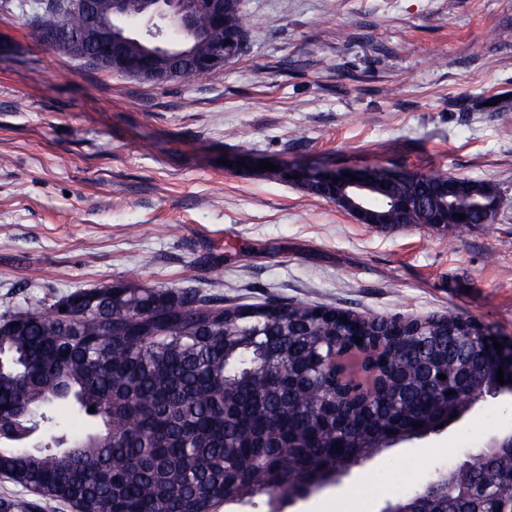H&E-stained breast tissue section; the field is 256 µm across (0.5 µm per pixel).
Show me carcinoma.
Segmentation results:
<instances>
[{"label":"carcinoma","mask_w":512,"mask_h":512,"mask_svg":"<svg viewBox=\"0 0 512 512\" xmlns=\"http://www.w3.org/2000/svg\"><path fill=\"white\" fill-rule=\"evenodd\" d=\"M52 2L35 19L40 30L62 26L80 38L113 22L107 0L64 15ZM197 26L207 32L198 54L231 37L228 62L245 54L251 24L242 0H224V24L201 16ZM151 46L139 35L124 52L136 60ZM388 171L358 170L386 227L456 224L463 211L479 224L488 204L502 202L488 182L416 173L387 183ZM299 186L344 207L333 187ZM81 295L94 296L92 309L61 318L64 301ZM216 301L195 288L104 284L1 313L0 475L80 512L254 507L327 479L338 462L463 417L471 407L456 398L460 381L495 398L491 347L468 316L383 319L325 304ZM429 339L445 380L428 381L420 365L417 345ZM264 340L285 352L288 368L267 360ZM60 407L70 416L62 435ZM443 471L455 512L512 497L507 453L478 472L433 475Z\"/></svg>","instance_id":"carcinoma-1"}]
</instances>
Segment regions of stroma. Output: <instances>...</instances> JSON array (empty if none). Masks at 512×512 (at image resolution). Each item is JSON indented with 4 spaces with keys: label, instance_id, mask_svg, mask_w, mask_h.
Instances as JSON below:
<instances>
[{
    "label": "stroma",
    "instance_id": "1",
    "mask_svg": "<svg viewBox=\"0 0 512 512\" xmlns=\"http://www.w3.org/2000/svg\"><path fill=\"white\" fill-rule=\"evenodd\" d=\"M252 30L218 74L156 85L87 69L0 11V312L76 289L197 288L387 317L465 314L512 335V0H244ZM477 96L496 109L474 111ZM112 151L101 154L102 142ZM486 180L462 234L359 223L239 172L240 156ZM512 425V395L383 450L285 512H379Z\"/></svg>",
    "mask_w": 512,
    "mask_h": 512
}]
</instances>
